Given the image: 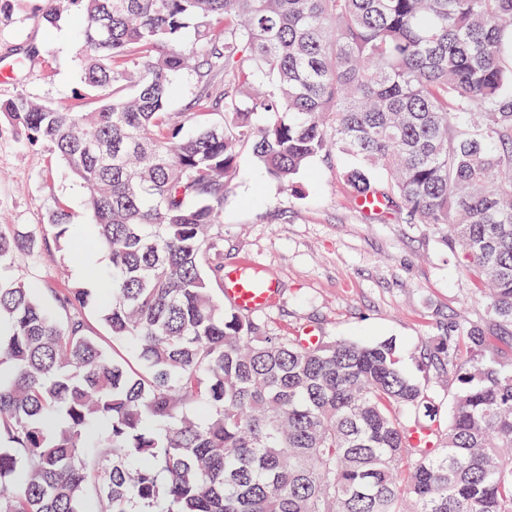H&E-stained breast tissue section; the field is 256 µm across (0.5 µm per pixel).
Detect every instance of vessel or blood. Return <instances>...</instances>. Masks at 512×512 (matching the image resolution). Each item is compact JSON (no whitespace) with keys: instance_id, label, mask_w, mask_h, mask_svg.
<instances>
[{"instance_id":"b4317fda","label":"vessel or blood","mask_w":512,"mask_h":512,"mask_svg":"<svg viewBox=\"0 0 512 512\" xmlns=\"http://www.w3.org/2000/svg\"><path fill=\"white\" fill-rule=\"evenodd\" d=\"M277 294L276 281L252 262L243 261L224 275V299L245 313L268 309Z\"/></svg>"}]
</instances>
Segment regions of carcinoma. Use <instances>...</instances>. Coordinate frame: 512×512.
<instances>
[{"label":"carcinoma","instance_id":"carcinoma-1","mask_svg":"<svg viewBox=\"0 0 512 512\" xmlns=\"http://www.w3.org/2000/svg\"><path fill=\"white\" fill-rule=\"evenodd\" d=\"M67 1L97 107L0 112L87 190L83 234L50 216L56 248L100 246L111 269L53 292V313L5 274L35 240L0 230V512H512L497 362L460 374L447 421L405 420L424 393L392 342L305 345L217 295L241 151L287 189L345 154L354 196L464 258L490 327L455 344L511 348L512 0H47L43 22ZM192 65L191 111L172 112Z\"/></svg>","mask_w":512,"mask_h":512}]
</instances>
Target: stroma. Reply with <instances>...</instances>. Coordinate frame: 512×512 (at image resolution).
<instances>
[{"instance_id":"1","label":"stroma","mask_w":512,"mask_h":512,"mask_svg":"<svg viewBox=\"0 0 512 512\" xmlns=\"http://www.w3.org/2000/svg\"><path fill=\"white\" fill-rule=\"evenodd\" d=\"M44 7V0H13L0 13V63L16 68L0 82V101L24 96L93 109L77 37L81 14L65 5L59 24L48 27ZM346 164L341 156L315 159L290 191L242 150L236 185L224 199V264L248 259L277 279L274 305L258 315L270 333L391 340L401 370L421 385L431 408L448 416L458 372L493 359L512 374V349L460 347L452 368L439 364L438 347L458 329L488 325L486 304L434 227L360 212L341 179ZM85 199L51 148L0 112V224L48 238V217L57 209H66L73 225L90 223ZM82 263L42 250L19 255L14 273L36 287L61 289L78 283Z\"/></svg>"}]
</instances>
